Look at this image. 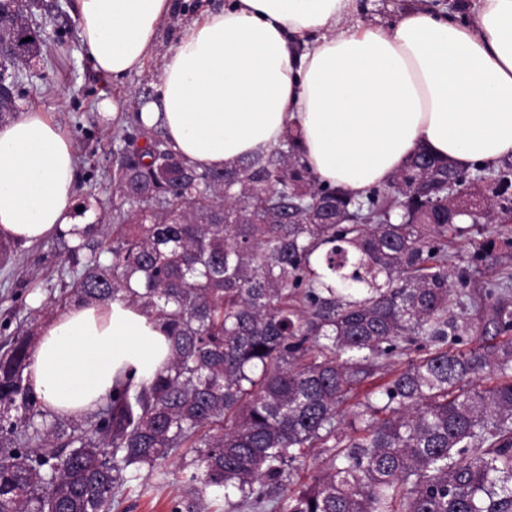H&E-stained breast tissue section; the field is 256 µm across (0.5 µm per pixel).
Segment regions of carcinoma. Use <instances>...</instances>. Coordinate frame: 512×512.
<instances>
[{
	"label": "carcinoma",
	"instance_id": "1",
	"mask_svg": "<svg viewBox=\"0 0 512 512\" xmlns=\"http://www.w3.org/2000/svg\"><path fill=\"white\" fill-rule=\"evenodd\" d=\"M44 0H0V122L68 54ZM124 143L112 221L66 249L70 301H125L159 318L169 366L125 381L94 419L52 416L25 370L34 323L0 352V512H114L123 473L195 453L199 512H512V272L462 301L448 189L489 179L512 213V163L458 169L428 151L358 198L313 178L296 135L232 169L198 172L142 123ZM145 139L142 146L139 139ZM15 248L0 243V286ZM458 306L460 312L451 308ZM484 343L464 348L475 333ZM424 354L402 366L410 344ZM363 396L347 425L341 408ZM16 411L11 415L10 411ZM328 465L301 480L294 463Z\"/></svg>",
	"mask_w": 512,
	"mask_h": 512
}]
</instances>
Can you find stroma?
Returning <instances> with one entry per match:
<instances>
[{"instance_id": "1", "label": "stroma", "mask_w": 512, "mask_h": 512, "mask_svg": "<svg viewBox=\"0 0 512 512\" xmlns=\"http://www.w3.org/2000/svg\"><path fill=\"white\" fill-rule=\"evenodd\" d=\"M64 14L47 19L48 29L65 26L70 54L57 65L54 74L41 93L32 99L17 102L18 110L39 104L52 112L68 131L76 157L78 182L76 204L88 197L97 198L99 210L112 208V161L121 149L113 138V126L104 121L96 110L102 99L111 98L119 106L118 115L132 121L134 112L129 99L140 88L154 86L158 81L161 58L172 45L180 28L205 8L222 4L223 0H178L179 6L159 35L158 46L143 71L117 83L95 71L82 44L79 28L68 7L71 0H59ZM490 243V255L479 269L469 272L471 285L480 286L496 279L504 268L512 269V224L500 221L471 227L466 240L452 244L448 252L458 265H465L470 252L483 243ZM18 262L13 268L14 298H6L0 288V343L14 335L20 321L36 313L39 326H46L54 317L55 299L61 295L58 278L64 260V250L58 239L52 238L32 245H19ZM182 457L162 463L159 488L143 491L139 480L128 479L118 512H172L177 501L187 495Z\"/></svg>"}]
</instances>
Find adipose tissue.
<instances>
[{
    "label": "adipose tissue",
    "mask_w": 512,
    "mask_h": 512,
    "mask_svg": "<svg viewBox=\"0 0 512 512\" xmlns=\"http://www.w3.org/2000/svg\"><path fill=\"white\" fill-rule=\"evenodd\" d=\"M175 0H75L89 59L119 81L141 72ZM358 0H226L184 27L139 108L198 171L233 167L295 130L322 183L357 195L420 149L457 167L512 156V0H445L390 24H353ZM68 132L39 108L0 124V236L39 243L79 230ZM171 358L164 325L128 302L75 305L43 329L30 383L56 416L84 417L118 376L141 384Z\"/></svg>",
    "instance_id": "obj_1"
}]
</instances>
